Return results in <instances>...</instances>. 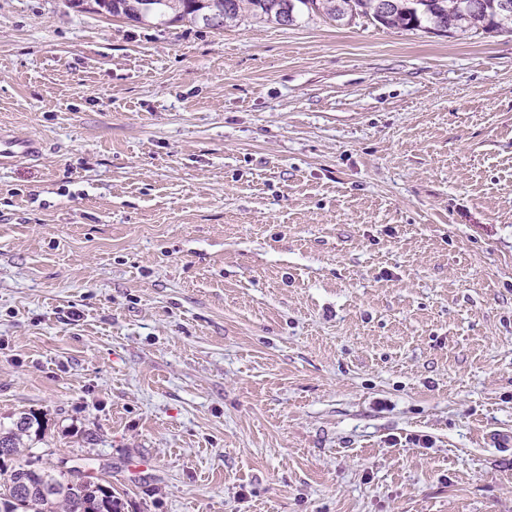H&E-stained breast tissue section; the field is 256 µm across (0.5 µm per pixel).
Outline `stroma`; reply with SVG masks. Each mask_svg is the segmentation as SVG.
Here are the masks:
<instances>
[{
	"instance_id": "obj_1",
	"label": "stroma",
	"mask_w": 512,
	"mask_h": 512,
	"mask_svg": "<svg viewBox=\"0 0 512 512\" xmlns=\"http://www.w3.org/2000/svg\"><path fill=\"white\" fill-rule=\"evenodd\" d=\"M0 460L125 512H512V36L0 0ZM43 143L35 137L25 139L0 136V166H5L17 158H34L42 154ZM32 431L36 436L39 435L41 423L34 415L29 414L17 418L8 429L2 430L0 426V459L19 454L21 448H24V437H30Z\"/></svg>"
}]
</instances>
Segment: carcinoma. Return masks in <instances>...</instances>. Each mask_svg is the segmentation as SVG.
<instances>
[{
  "mask_svg": "<svg viewBox=\"0 0 512 512\" xmlns=\"http://www.w3.org/2000/svg\"><path fill=\"white\" fill-rule=\"evenodd\" d=\"M67 0L79 11L87 9L107 17H122L143 24L187 21L218 29L252 17L293 24L302 15H320L336 23L366 18L386 28L421 31L455 37L469 32L512 33V15L500 12L501 0H393L387 16L373 14L375 0ZM40 421L25 414L8 429H0V458L15 455L24 438L39 434ZM112 487L85 475L71 480L53 468L30 463L0 469V512H116Z\"/></svg>",
  "mask_w": 512,
  "mask_h": 512,
  "instance_id": "carcinoma-1",
  "label": "carcinoma"
}]
</instances>
